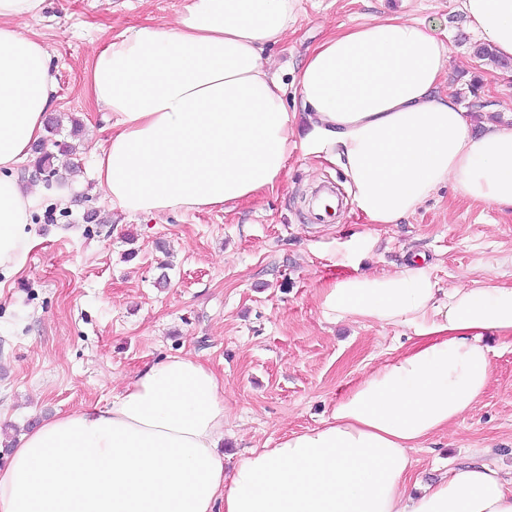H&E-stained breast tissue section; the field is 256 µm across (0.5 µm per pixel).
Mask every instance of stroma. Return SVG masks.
Segmentation results:
<instances>
[{"instance_id": "1", "label": "stroma", "mask_w": 512, "mask_h": 512, "mask_svg": "<svg viewBox=\"0 0 512 512\" xmlns=\"http://www.w3.org/2000/svg\"><path fill=\"white\" fill-rule=\"evenodd\" d=\"M182 0H47L29 29L53 58L63 137L77 136L82 189L69 206L44 200L32 217L36 243L25 268L0 274L1 452L43 420L107 404L143 368L188 356L224 383L225 468L330 417L337 399L409 345L398 326L331 323L323 288L336 277L392 271L423 252L439 287L487 266L512 287V213L441 186L410 217L373 224L354 204L309 219L313 191L340 168L295 149L275 187L224 211L159 218L113 209L96 189L93 149L112 133L93 102L87 72L95 50L124 29L172 21ZM438 20L449 48L445 82L472 122L486 110L512 116V70L473 53L479 37L458 0H298L287 38L265 55L286 84L327 34L375 19ZM479 77L481 88L468 84ZM79 119L80 132L71 121ZM100 220L85 223L87 210ZM167 273V285L157 283ZM492 380L474 408L411 450L410 484L483 460L512 472V346L489 335Z\"/></svg>"}]
</instances>
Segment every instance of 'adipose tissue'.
Listing matches in <instances>:
<instances>
[{"label": "adipose tissue", "mask_w": 512, "mask_h": 512, "mask_svg": "<svg viewBox=\"0 0 512 512\" xmlns=\"http://www.w3.org/2000/svg\"><path fill=\"white\" fill-rule=\"evenodd\" d=\"M45 0H0V273L23 270L46 193L15 172L55 108L45 43L21 28ZM296 0H183L174 22L126 29L95 54L90 94L113 117L95 156L105 199L131 215L232 208L280 179L291 150L338 165L373 224L413 215L442 185L512 211V125H474L443 90L449 49L420 19L329 35L295 77L309 130L263 52ZM512 58V0H461ZM333 322L399 326L411 344L341 396L321 425L225 470L224 394L187 356L139 371L107 405L44 420L0 468V512H512V485L482 463L410 492L411 449L467 414L492 378L494 332L512 345V288L495 268L438 287L424 254L326 288Z\"/></svg>", "instance_id": "adipose-tissue-1"}]
</instances>
